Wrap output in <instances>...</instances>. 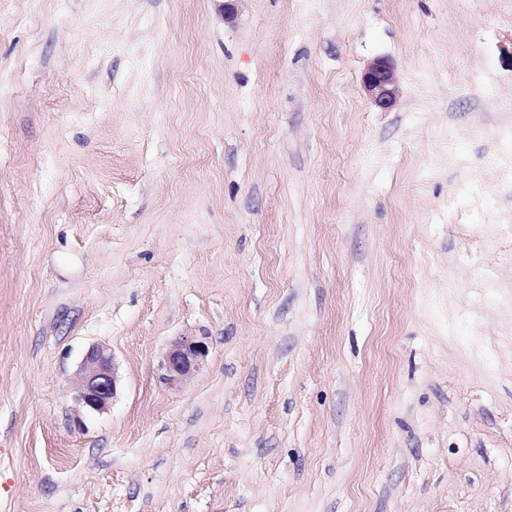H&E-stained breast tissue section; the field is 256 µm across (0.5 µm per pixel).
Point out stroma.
Listing matches in <instances>:
<instances>
[{
	"instance_id": "1",
	"label": "stroma",
	"mask_w": 512,
	"mask_h": 512,
	"mask_svg": "<svg viewBox=\"0 0 512 512\" xmlns=\"http://www.w3.org/2000/svg\"><path fill=\"white\" fill-rule=\"evenodd\" d=\"M0 512H512V0H0ZM363 86L370 99L379 107L390 108L396 104L398 87L394 69L386 60H376L368 65ZM209 354L207 337L180 336L170 345L164 362V380L172 386L190 379ZM112 354L103 347L92 348L80 369L75 399L89 410H103L115 390Z\"/></svg>"
}]
</instances>
